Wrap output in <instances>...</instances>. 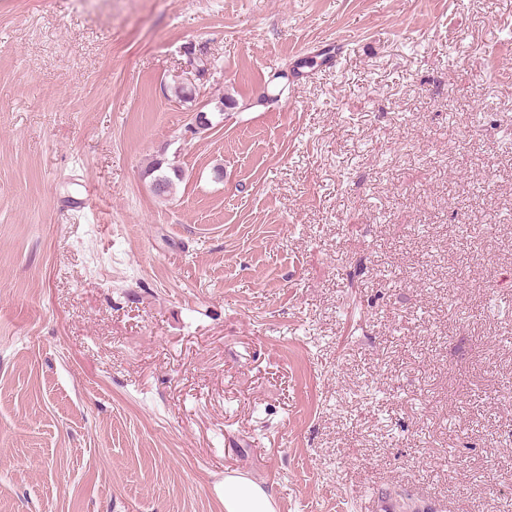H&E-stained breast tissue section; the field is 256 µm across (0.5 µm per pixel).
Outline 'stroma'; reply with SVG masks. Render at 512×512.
Instances as JSON below:
<instances>
[{
	"label": "stroma",
	"mask_w": 512,
	"mask_h": 512,
	"mask_svg": "<svg viewBox=\"0 0 512 512\" xmlns=\"http://www.w3.org/2000/svg\"><path fill=\"white\" fill-rule=\"evenodd\" d=\"M232 472L512 512V0H0V512Z\"/></svg>",
	"instance_id": "stroma-1"
}]
</instances>
